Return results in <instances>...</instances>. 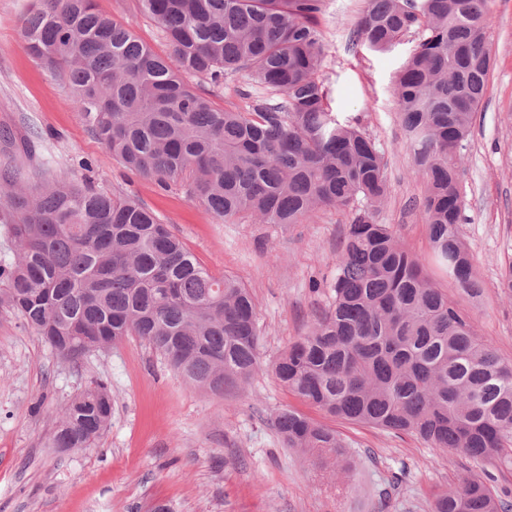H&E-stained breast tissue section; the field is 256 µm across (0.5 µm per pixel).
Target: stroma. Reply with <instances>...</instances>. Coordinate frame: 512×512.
<instances>
[{"instance_id": "1", "label": "stroma", "mask_w": 512, "mask_h": 512, "mask_svg": "<svg viewBox=\"0 0 512 512\" xmlns=\"http://www.w3.org/2000/svg\"><path fill=\"white\" fill-rule=\"evenodd\" d=\"M33 0H0V162L41 138L61 171L104 191L134 196L172 224L185 247L216 276L250 289L262 329L260 371L245 388L212 394L189 386L143 339L130 336L69 363L23 320L0 310V512H428L434 493L481 478L493 491L512 489V468L476 463L302 405L275 379L271 364L302 336L331 301L345 213L320 212L309 224L281 227L217 221L193 202L185 183L162 190L124 170L74 110L58 78L20 39ZM100 12L133 22L160 54L167 45L137 0H96ZM365 0H325L319 28L321 70L340 116L359 121L387 161L392 191L378 220L391 225L422 260L431 247L423 219V181L398 118L393 79L418 44L406 35L377 53L352 35ZM494 58L485 97L464 152L461 226L482 294L472 300L436 281L469 310L479 335L512 360V295L500 288L512 262V0H489ZM264 90L228 74L212 101L249 111ZM112 393V420L88 448L50 447L61 408L97 380ZM302 409L345 441L353 461L336 472L311 453L285 447L274 427L284 408Z\"/></svg>"}]
</instances>
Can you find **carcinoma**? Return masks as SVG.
Wrapping results in <instances>:
<instances>
[{
	"mask_svg": "<svg viewBox=\"0 0 512 512\" xmlns=\"http://www.w3.org/2000/svg\"><path fill=\"white\" fill-rule=\"evenodd\" d=\"M324 0H138L161 30L156 53L98 12L94 0H36L23 19L29 53L69 90L78 119L112 159L190 196L217 220L309 224L347 213L332 300L272 371L305 404L344 421L408 435L429 448L512 467V361L479 335L389 224L384 154L358 123L332 111L321 78ZM488 0H365L355 40L385 52L422 39L396 72L401 125L436 268L465 295L482 286L464 243L461 152L493 66ZM244 71L278 96L250 112L213 106L216 85ZM7 162L0 223V308L76 362L125 336L146 340L204 391L245 386L259 370L261 329L248 288L211 274L152 210L122 193ZM112 398L96 383L64 407L54 448H88ZM274 426L289 448L339 459L336 431L295 409ZM512 496L471 477L434 496L430 512H509Z\"/></svg>",
	"mask_w": 512,
	"mask_h": 512,
	"instance_id": "carcinoma-1",
	"label": "carcinoma"
}]
</instances>
